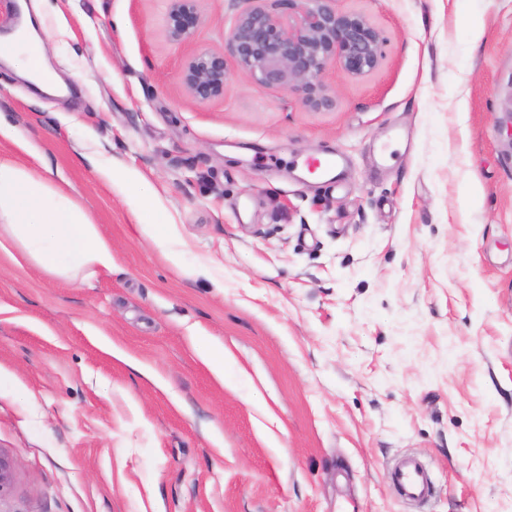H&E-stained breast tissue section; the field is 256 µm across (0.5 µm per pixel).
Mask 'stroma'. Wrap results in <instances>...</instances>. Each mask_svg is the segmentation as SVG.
<instances>
[{
  "label": "stroma",
  "instance_id": "1",
  "mask_svg": "<svg viewBox=\"0 0 512 512\" xmlns=\"http://www.w3.org/2000/svg\"><path fill=\"white\" fill-rule=\"evenodd\" d=\"M37 7L69 92L1 64L0 158L35 145L115 266L0 252V512H512V0H342L382 59L330 69L321 112L236 70L188 96L244 0H198L181 44L167 0ZM229 76L224 53L207 49L190 54L182 67V83L186 93L202 102L222 98ZM391 480L411 500L423 501L430 496L426 469L416 460L396 465L391 471Z\"/></svg>",
  "mask_w": 512,
  "mask_h": 512
}]
</instances>
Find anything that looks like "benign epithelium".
Instances as JSON below:
<instances>
[{
    "mask_svg": "<svg viewBox=\"0 0 512 512\" xmlns=\"http://www.w3.org/2000/svg\"><path fill=\"white\" fill-rule=\"evenodd\" d=\"M236 15L228 39L235 65L248 79L271 90H288L304 107L329 111L336 106L325 82L329 67L353 77L374 71L382 58L379 31L361 14L339 7L340 0H278L282 12L266 0H247ZM170 39H189L199 25L197 0H168ZM230 76L224 54L200 49L182 67L186 93L197 101L224 97ZM12 464L0 454V495L11 486Z\"/></svg>",
    "mask_w": 512,
    "mask_h": 512,
    "instance_id": "7a95c632",
    "label": "benign epithelium"
}]
</instances>
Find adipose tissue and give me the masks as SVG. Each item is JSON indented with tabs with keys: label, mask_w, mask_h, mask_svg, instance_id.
<instances>
[{
	"label": "adipose tissue",
	"mask_w": 512,
	"mask_h": 512,
	"mask_svg": "<svg viewBox=\"0 0 512 512\" xmlns=\"http://www.w3.org/2000/svg\"><path fill=\"white\" fill-rule=\"evenodd\" d=\"M45 52L32 24L0 36V57L39 89L52 91L57 83L43 66ZM0 251L16 265L31 263L69 280L86 281L113 267L111 243L52 172L9 159H0Z\"/></svg>",
	"instance_id": "obj_1"
}]
</instances>
